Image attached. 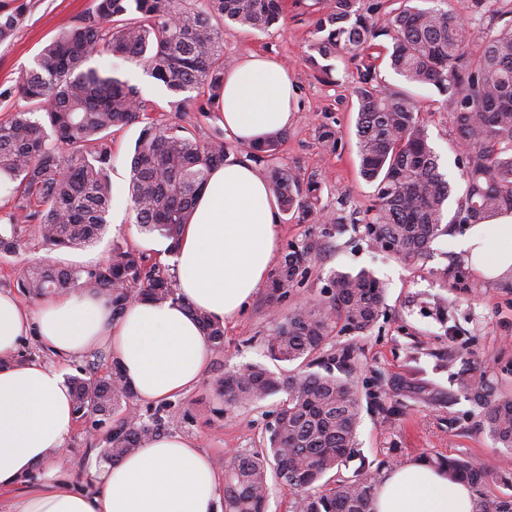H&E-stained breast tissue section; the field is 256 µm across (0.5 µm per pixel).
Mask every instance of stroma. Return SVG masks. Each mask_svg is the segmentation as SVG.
I'll list each match as a JSON object with an SVG mask.
<instances>
[{"label":"stroma","instance_id":"35a3bbf8","mask_svg":"<svg viewBox=\"0 0 512 512\" xmlns=\"http://www.w3.org/2000/svg\"><path fill=\"white\" fill-rule=\"evenodd\" d=\"M32 8L7 42L0 43V86L15 84L32 65L45 44L73 25L90 0H31ZM312 0H287L286 20L267 31L229 28L224 32V54L239 60L251 52L276 57L295 85V120L280 148L284 163L302 173L317 174L322 183L320 207L328 222L296 223L282 216L279 247L303 242L312 247V262L293 299L320 302L336 272L369 270L386 290L387 310L366 334L345 332L340 342L350 345L358 358L359 383L381 380L379 399L365 404L358 430V448L373 466L393 468L423 457H462L496 471L512 472V454H504L480 428L478 406L461 393L458 374L480 373L512 392V275L488 281L467 263L459 240L467 227L452 224L437 238L429 257L407 265L376 249L360 220L371 203L372 187L359 174L355 123V90L360 81L359 61L337 63L331 76L310 69L303 61L312 38ZM422 116L440 170L453 191L445 204L453 215L465 183L457 163L455 134L441 97L426 91ZM336 131V152L318 142L320 125ZM138 126L112 135V209L103 240L84 250H51L33 233L20 227L21 247L0 258V291H15L22 266L43 260L89 265L101 260L113 241L144 251L153 236L141 234L128 204V173ZM447 269V278L438 270ZM275 313L258 291L239 316L224 329V346L211 350L207 368L188 392L168 403L165 431L196 441L223 470L236 454L260 449L266 427L274 418L278 397L260 407L228 410L219 394L225 372L251 363L287 371L284 363L270 361L263 340L274 324ZM425 387L423 396L414 388ZM105 430L76 422L63 449L71 484L93 489L92 471L104 464Z\"/></svg>","mask_w":512,"mask_h":512}]
</instances>
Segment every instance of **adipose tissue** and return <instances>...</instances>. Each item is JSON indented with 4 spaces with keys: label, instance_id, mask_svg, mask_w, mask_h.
I'll use <instances>...</instances> for the list:
<instances>
[{
    "label": "adipose tissue",
    "instance_id": "1",
    "mask_svg": "<svg viewBox=\"0 0 512 512\" xmlns=\"http://www.w3.org/2000/svg\"><path fill=\"white\" fill-rule=\"evenodd\" d=\"M225 133L261 142L292 125L294 90L273 57L251 53L224 73L220 102ZM280 209L268 182L247 161L225 160L199 194L179 248L165 252L176 268L177 295L163 304L137 300L113 318L106 296L71 291L24 303L0 292V490L13 498L9 512H221V480L189 438L147 439L141 448L95 474L88 491L68 484L61 451L76 415L62 367L16 360L21 341L36 335L63 364L106 349L118 360L136 398L164 403L202 377L211 344L195 311L233 320L263 286L276 257ZM504 244L487 263L490 243L475 224L460 241L474 269L492 280L512 274V215L497 217ZM43 470L31 487L27 478ZM374 512H477L468 485L417 460L385 472Z\"/></svg>",
    "mask_w": 512,
    "mask_h": 512
}]
</instances>
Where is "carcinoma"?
I'll return each mask as SVG.
<instances>
[{"label": "carcinoma", "mask_w": 512, "mask_h": 512, "mask_svg": "<svg viewBox=\"0 0 512 512\" xmlns=\"http://www.w3.org/2000/svg\"><path fill=\"white\" fill-rule=\"evenodd\" d=\"M379 2L313 0L308 66L329 76L333 60L367 59L357 98V147L360 172L374 186L364 221L374 245L414 264L427 257L443 233L444 205L452 186L439 171L429 141L423 107L414 90L430 88L443 96L463 146L464 197L451 224H483L512 213V15L498 0H472L478 27L419 0ZM26 0L0 3V42L15 33ZM383 18L375 19V14ZM285 19V0H92L70 28L43 47L15 85L0 88V187L11 204L0 231V255L19 248L17 226L34 225L52 249H83L99 242L111 209L112 132L140 126L130 164L129 202L133 223L145 234L180 244L198 192L211 167L228 158L224 131L199 140L185 126L157 113L210 117L224 92V29L267 30ZM99 53L141 64L168 93L167 107L145 99L126 80L86 66ZM385 60L404 82L391 86L380 77ZM286 133L259 144L237 143L268 181L280 210L297 223L318 220L321 181L303 177L279 160ZM323 149L334 152L336 131L318 130ZM311 247L290 243L272 273L266 299L274 306L294 292L306 269ZM25 294L42 297L81 288L112 300L119 318L136 299L164 303L177 299L176 279L151 255L114 241L108 255L90 266L39 262L18 272ZM386 312L385 289L368 271L338 272L325 298L296 306L278 317L266 340L267 357L297 364L288 373L249 364L227 371L220 384L228 409L255 406L283 393L268 445L234 456L224 469L222 512H265L270 486L293 489L292 512H373L376 476L356 448L363 393L353 377L357 356L348 345H327L343 332L364 334ZM213 348L224 346V325L192 310ZM106 357L88 361L85 376L72 380L77 420L112 421L104 456L116 462L165 428L166 406L144 421L130 408L133 393L117 361L102 373ZM463 392L481 407V425L494 441L512 450V394L485 375L460 380ZM358 460L353 473L328 474ZM427 462L451 481L483 488L496 471L464 458L437 456ZM478 512H512V497H480Z\"/></svg>", "instance_id": "obj_1"}]
</instances>
